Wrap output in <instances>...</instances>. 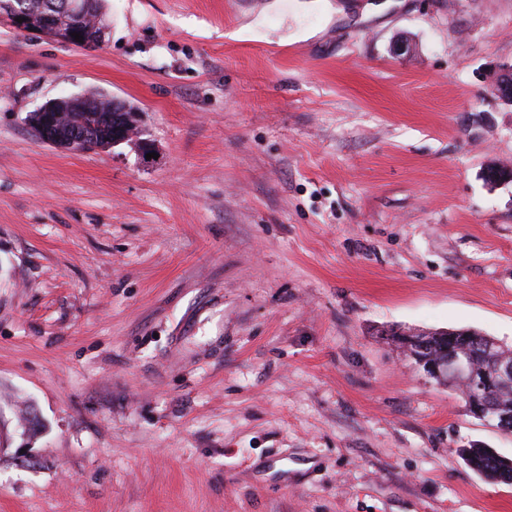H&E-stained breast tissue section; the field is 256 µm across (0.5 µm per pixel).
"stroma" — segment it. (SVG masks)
Listing matches in <instances>:
<instances>
[{
    "mask_svg": "<svg viewBox=\"0 0 512 512\" xmlns=\"http://www.w3.org/2000/svg\"><path fill=\"white\" fill-rule=\"evenodd\" d=\"M106 8L0 20V512H512L458 453L512 433L384 337L512 344V0ZM89 93L154 159L30 129ZM47 1L55 0H0V18L6 20L14 29L25 31V26L28 24V17L23 12L25 10L21 11L17 7H12L8 13L3 12H7L6 9L14 4L24 8L31 6L33 9L29 15L28 30L39 29L44 37L68 46L93 47L105 41L109 25L105 20L100 23L103 10L97 8V3L86 2L93 0H68L63 3L62 9L65 10V14L74 19L69 27L55 23L56 13L53 11L47 10L45 13L40 11V4ZM42 13L44 21L40 28ZM22 18H25V21L17 22V19ZM73 32L80 33L83 36L82 42L76 41L74 36H71ZM89 32L92 33L91 37L87 36Z\"/></svg>",
    "mask_w": 512,
    "mask_h": 512,
    "instance_id": "1",
    "label": "stroma"
}]
</instances>
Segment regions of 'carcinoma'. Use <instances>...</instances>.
<instances>
[{"mask_svg":"<svg viewBox=\"0 0 512 512\" xmlns=\"http://www.w3.org/2000/svg\"><path fill=\"white\" fill-rule=\"evenodd\" d=\"M42 2L44 0H0V14L14 4L30 7L28 29L37 30L40 28L42 11L39 6ZM63 111L69 114L68 120L53 121L52 132L62 141L68 139L75 129L86 133L84 144L88 151L113 146L115 140L124 137L131 121V113L114 110L112 101L100 95L70 98L64 103ZM428 341L435 357L443 358L451 352L469 360L475 368L490 373L500 361H512V347L497 345L491 342L490 337L469 329H453L446 336H430ZM440 383L453 387L466 410H471L475 395L468 384L448 377ZM482 399L495 407L512 406V380L494 385ZM459 452L473 472L488 480L512 485V459L476 444L461 448Z\"/></svg>","mask_w":512,"mask_h":512,"instance_id":"cac0c4a2","label":"carcinoma"}]
</instances>
